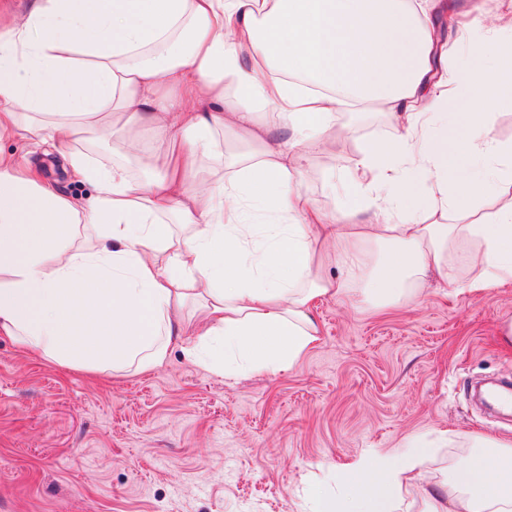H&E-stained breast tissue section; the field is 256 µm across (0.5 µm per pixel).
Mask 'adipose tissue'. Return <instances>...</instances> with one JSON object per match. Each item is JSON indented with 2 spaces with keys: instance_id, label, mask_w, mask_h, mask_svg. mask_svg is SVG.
Returning <instances> with one entry per match:
<instances>
[{
  "instance_id": "adipose-tissue-1",
  "label": "adipose tissue",
  "mask_w": 512,
  "mask_h": 512,
  "mask_svg": "<svg viewBox=\"0 0 512 512\" xmlns=\"http://www.w3.org/2000/svg\"><path fill=\"white\" fill-rule=\"evenodd\" d=\"M482 14L481 0H32L0 28V140L93 192L0 152V336L104 374L153 370L192 331L185 357L234 378L291 369L320 341V301L387 304L431 276L512 283V142L491 115L512 102V39L484 31L481 51ZM370 105L401 129L360 148L324 211L303 187L310 154ZM227 127L287 138L228 166ZM143 132L133 163L103 155ZM466 441L424 512H512V439ZM431 446L356 458L343 492L307 489L312 512H400Z\"/></svg>"
}]
</instances>
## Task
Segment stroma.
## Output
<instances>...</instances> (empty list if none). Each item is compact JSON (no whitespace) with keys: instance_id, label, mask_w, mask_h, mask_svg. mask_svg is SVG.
I'll return each mask as SVG.
<instances>
[{"instance_id":"obj_1","label":"stroma","mask_w":512,"mask_h":512,"mask_svg":"<svg viewBox=\"0 0 512 512\" xmlns=\"http://www.w3.org/2000/svg\"><path fill=\"white\" fill-rule=\"evenodd\" d=\"M386 113H344L336 151L310 160L306 190L332 210L328 183L359 146L393 134ZM321 343L288 371L224 379L172 343L146 373L95 376L0 336V512H308L298 490L367 449L453 433L405 500L467 455L463 435L512 439V415L476 404L479 379L512 381V285L460 293L432 281L398 304L321 303Z\"/></svg>"}]
</instances>
